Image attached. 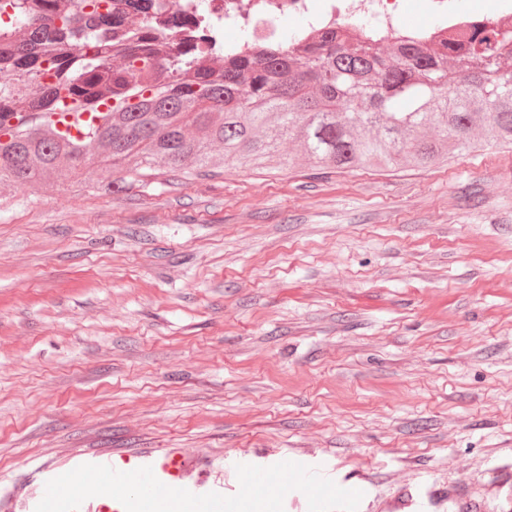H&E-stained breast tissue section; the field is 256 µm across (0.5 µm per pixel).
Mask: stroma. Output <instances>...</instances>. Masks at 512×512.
Wrapping results in <instances>:
<instances>
[{
	"instance_id": "stroma-1",
	"label": "stroma",
	"mask_w": 512,
	"mask_h": 512,
	"mask_svg": "<svg viewBox=\"0 0 512 512\" xmlns=\"http://www.w3.org/2000/svg\"><path fill=\"white\" fill-rule=\"evenodd\" d=\"M93 168L0 192V484L80 448L294 450L369 512H512V149L423 170Z\"/></svg>"
}]
</instances>
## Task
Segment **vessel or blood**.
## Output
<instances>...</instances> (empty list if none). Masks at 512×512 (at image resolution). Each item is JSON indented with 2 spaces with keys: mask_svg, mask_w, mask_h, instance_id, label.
<instances>
[{
  "mask_svg": "<svg viewBox=\"0 0 512 512\" xmlns=\"http://www.w3.org/2000/svg\"><path fill=\"white\" fill-rule=\"evenodd\" d=\"M83 464L107 465L123 472L148 466L166 486L184 488L197 495L216 492L231 496L239 489L234 465L228 464L217 470L212 459H190L177 448L79 450L66 462H46L31 469L24 483L0 495V512H35L47 481Z\"/></svg>",
  "mask_w": 512,
  "mask_h": 512,
  "instance_id": "b4317fda",
  "label": "vessel or blood"
}]
</instances>
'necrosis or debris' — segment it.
Listing matches in <instances>:
<instances>
[{
  "instance_id": "4bbe7bcc",
  "label": "necrosis or debris",
  "mask_w": 512,
  "mask_h": 512,
  "mask_svg": "<svg viewBox=\"0 0 512 512\" xmlns=\"http://www.w3.org/2000/svg\"><path fill=\"white\" fill-rule=\"evenodd\" d=\"M403 0H176V9L145 13L137 0H120L123 16L134 21L157 19L174 26L176 12L201 14L207 22L203 33L214 45L245 52L254 46L284 42L281 23L285 18L302 19L299 42L289 45L300 52L304 43L323 31L341 28L355 40L421 41L438 45L462 38L473 26H512V0H503L497 14L458 10L452 0H427L435 16L428 29H407L403 23Z\"/></svg>"
}]
</instances>
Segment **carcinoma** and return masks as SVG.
I'll return each instance as SVG.
<instances>
[{"label":"carcinoma","mask_w":512,"mask_h":512,"mask_svg":"<svg viewBox=\"0 0 512 512\" xmlns=\"http://www.w3.org/2000/svg\"><path fill=\"white\" fill-rule=\"evenodd\" d=\"M114 0H9L0 33V186L58 180L92 164L137 175L229 160L251 172L313 166L424 169L449 148L512 146V86L485 99L428 79L464 71L479 87L512 60V30L477 25L439 52L329 30L298 55L228 52L209 64L192 46L161 58L165 37L126 29ZM363 92L359 111L346 91Z\"/></svg>","instance_id":"carcinoma-1"}]
</instances>
